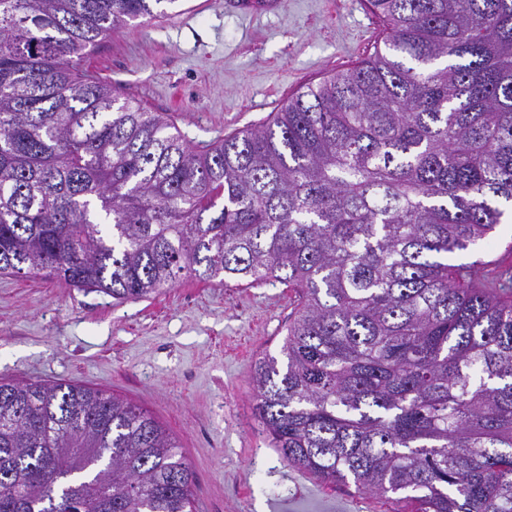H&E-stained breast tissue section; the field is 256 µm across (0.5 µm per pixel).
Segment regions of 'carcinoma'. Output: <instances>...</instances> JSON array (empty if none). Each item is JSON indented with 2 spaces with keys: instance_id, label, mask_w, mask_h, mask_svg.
Listing matches in <instances>:
<instances>
[{
  "instance_id": "obj_1",
  "label": "carcinoma",
  "mask_w": 512,
  "mask_h": 512,
  "mask_svg": "<svg viewBox=\"0 0 512 512\" xmlns=\"http://www.w3.org/2000/svg\"><path fill=\"white\" fill-rule=\"evenodd\" d=\"M175 2L0 0V274L117 303L283 282L252 386L288 466L392 512H512V268L449 263L512 203V0H368L383 46L202 149L80 70ZM192 483L139 407L0 381V512H194Z\"/></svg>"
}]
</instances>
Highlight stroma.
<instances>
[{"mask_svg":"<svg viewBox=\"0 0 512 512\" xmlns=\"http://www.w3.org/2000/svg\"><path fill=\"white\" fill-rule=\"evenodd\" d=\"M176 0L98 42L81 68L175 123L192 146L266 122L308 84L357 65L385 26L366 0ZM297 297L286 284L188 279L150 299L0 275V379L76 382L152 413L180 445L196 512H386L354 486L289 467L255 415L256 360L278 355Z\"/></svg>","mask_w":512,"mask_h":512,"instance_id":"35a3bbf8","label":"stroma"}]
</instances>
